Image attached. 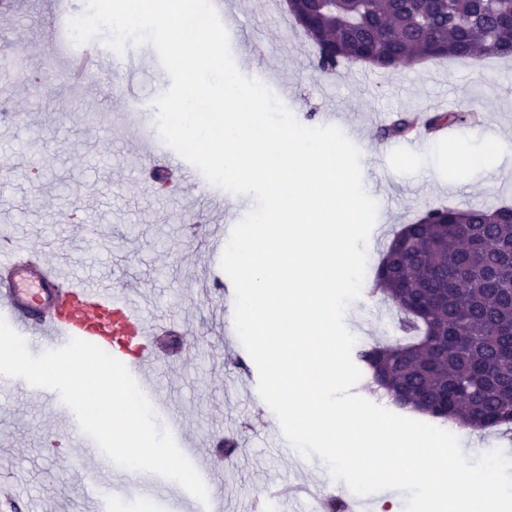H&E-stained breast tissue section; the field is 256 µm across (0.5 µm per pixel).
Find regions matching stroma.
Listing matches in <instances>:
<instances>
[{
  "label": "stroma",
  "mask_w": 512,
  "mask_h": 512,
  "mask_svg": "<svg viewBox=\"0 0 512 512\" xmlns=\"http://www.w3.org/2000/svg\"><path fill=\"white\" fill-rule=\"evenodd\" d=\"M230 7L241 18L235 41L254 49V64L288 86L285 105L297 120L319 126L324 108L334 105L355 141L363 186L378 204L368 260L378 262L394 232L426 210L512 205V150L495 147L502 138L512 143V57L430 59L391 71L350 66L320 80L312 69L316 51L287 11H263L253 0H230ZM52 9L53 0H22L18 10L0 13V32L17 38L26 53L21 61L0 47V78L14 79L10 105L20 116L0 124V161L22 166L0 184V237L65 260L67 271L89 282L122 271L144 293L149 314L179 326L178 348L167 337L157 341L158 390L236 512H255L263 485L280 476L352 499L319 457L305 459L265 426L268 408L247 391L258 380L255 364L237 361L224 345L225 274L222 250L205 233L209 218L178 173H169L162 190L142 167L115 83H50L56 61L42 30ZM450 103L476 109L477 119L448 126L443 137L421 136L415 154L402 153L403 138L379 135L397 113L432 115ZM475 153L484 158L481 167L452 162ZM395 320V308L365 295L345 313L360 345L392 339ZM12 383L0 394V474L10 477L26 512H79L81 476L63 453L70 433L44 411L31 384L19 377ZM224 439L237 445L231 455L217 449ZM182 510L151 484L140 495L112 498V512Z\"/></svg>",
  "instance_id": "obj_1"
}]
</instances>
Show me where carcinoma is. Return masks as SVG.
I'll list each match as a JSON object with an SVG mask.
<instances>
[{
	"mask_svg": "<svg viewBox=\"0 0 512 512\" xmlns=\"http://www.w3.org/2000/svg\"><path fill=\"white\" fill-rule=\"evenodd\" d=\"M319 77L342 64L379 70L432 57H512V0H294ZM464 121L398 113L384 139ZM372 293L401 335L355 358L394 407L473 432L512 430V206L426 211L397 231Z\"/></svg>",
	"mask_w": 512,
	"mask_h": 512,
	"instance_id": "carcinoma-1",
	"label": "carcinoma"
}]
</instances>
